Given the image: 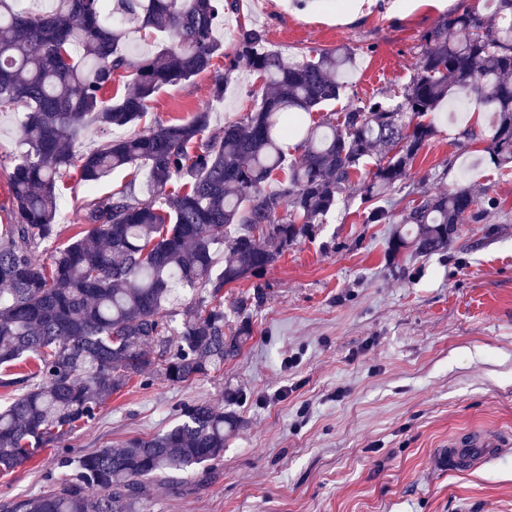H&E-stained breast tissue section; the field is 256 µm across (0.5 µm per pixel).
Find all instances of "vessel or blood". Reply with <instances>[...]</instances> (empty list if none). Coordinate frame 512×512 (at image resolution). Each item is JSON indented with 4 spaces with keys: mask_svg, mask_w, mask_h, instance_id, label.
I'll use <instances>...</instances> for the list:
<instances>
[{
    "mask_svg": "<svg viewBox=\"0 0 512 512\" xmlns=\"http://www.w3.org/2000/svg\"><path fill=\"white\" fill-rule=\"evenodd\" d=\"M512 450V438L484 431H468L448 439V446L439 461L448 469L471 472L485 465L496 455Z\"/></svg>",
    "mask_w": 512,
    "mask_h": 512,
    "instance_id": "b4317fda",
    "label": "vessel or blood"
}]
</instances>
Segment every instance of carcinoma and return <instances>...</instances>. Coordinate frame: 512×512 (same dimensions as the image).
Returning a JSON list of instances; mask_svg holds the SVG:
<instances>
[{
  "mask_svg": "<svg viewBox=\"0 0 512 512\" xmlns=\"http://www.w3.org/2000/svg\"><path fill=\"white\" fill-rule=\"evenodd\" d=\"M24 0H0V112L23 113L9 173L10 224L0 233V387L19 394L0 407V474L31 461L77 422L96 419L103 402L129 380L148 374L169 384L190 382L236 356L247 328L232 327L224 286L258 277L312 225L323 223L340 196L379 200L407 179L433 139L429 116L455 94L475 98L495 115L487 152L512 167V0H495L485 15L448 12L423 36L416 74L401 99L361 102L340 120L307 116L344 93L354 61L346 46L313 60L287 61L266 48L265 33L239 26L224 67L214 35L220 12L236 0H50L33 14ZM167 34L151 55L129 47L142 32ZM265 87L260 103L239 120L210 130L211 109L188 120L156 119L146 130L76 149L92 121L103 127L140 122L163 86L211 71L213 101L240 67ZM131 78L133 89L111 96ZM301 139L304 154L285 164L284 141ZM384 160L357 182L376 149ZM148 169L150 200L131 180L87 202L84 235L56 248L49 261L33 250L58 234L59 181L71 168L93 186L112 171ZM179 181L177 190L168 189ZM277 183L276 189L269 188ZM472 190L459 184L424 193L398 216L374 206L368 224H394L389 253L423 257L445 250L473 210ZM225 240L216 273L214 246ZM205 289L180 330L165 306L184 288ZM235 306L242 313L264 299V285ZM231 415L206 404L179 407L175 423L119 448L61 455L45 489L3 501L0 512H141L144 481L191 473L224 454Z\"/></svg>",
  "mask_w": 512,
  "mask_h": 512,
  "instance_id": "1",
  "label": "carcinoma"
}]
</instances>
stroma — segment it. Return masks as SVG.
<instances>
[{"mask_svg": "<svg viewBox=\"0 0 512 512\" xmlns=\"http://www.w3.org/2000/svg\"><path fill=\"white\" fill-rule=\"evenodd\" d=\"M466 6L495 8L493 0H309L302 9L293 0H238L215 36L229 53L239 25H254L291 60L351 48L347 92L313 113L322 121L403 91L423 34ZM261 93V79L242 67L213 103L205 71L162 87L148 115L185 120L208 105L218 131ZM19 120L0 112V207L10 201ZM493 122L474 104L441 110L436 136L389 196L398 211L420 191L469 185L478 203L451 248L391 257V225L366 223L361 197L340 199L265 270L266 295L248 312L251 333L237 357L183 384L133 377L96 420L0 475V501L38 494L58 448L76 457L118 447L167 428L179 404L205 402L239 421L223 458L203 483H147L146 512H512V454L464 474L437 462L455 433L512 432V170L495 167L486 151ZM132 179L146 183V168L117 170L93 187L64 177L57 244L80 232L88 200Z\"/></svg>", "mask_w": 512, "mask_h": 512, "instance_id": "35a3bbf8", "label": "stroma"}]
</instances>
